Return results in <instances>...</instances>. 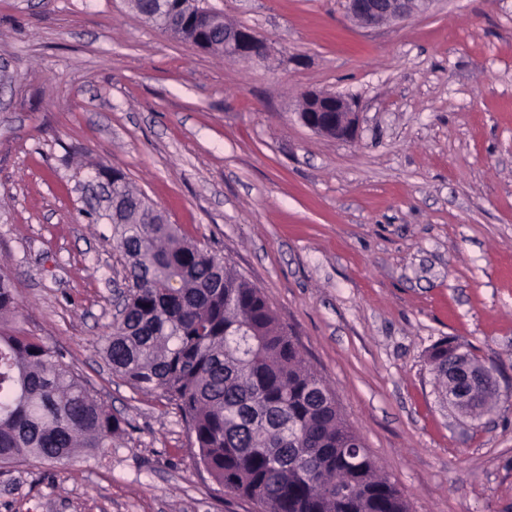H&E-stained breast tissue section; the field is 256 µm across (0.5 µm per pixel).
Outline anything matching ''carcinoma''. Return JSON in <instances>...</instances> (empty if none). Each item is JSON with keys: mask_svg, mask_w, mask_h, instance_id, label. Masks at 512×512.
<instances>
[{"mask_svg": "<svg viewBox=\"0 0 512 512\" xmlns=\"http://www.w3.org/2000/svg\"><path fill=\"white\" fill-rule=\"evenodd\" d=\"M154 25L193 36L162 11ZM101 175L118 199L112 241L128 267L125 315L102 345L112 372L173 402L206 471L264 512H409L261 290L160 222L123 173ZM14 291L1 272L0 463L65 465L105 447L121 421L53 348L10 327ZM430 358L442 395L448 349L435 346Z\"/></svg>", "mask_w": 512, "mask_h": 512, "instance_id": "cac0c4a2", "label": "carcinoma"}]
</instances>
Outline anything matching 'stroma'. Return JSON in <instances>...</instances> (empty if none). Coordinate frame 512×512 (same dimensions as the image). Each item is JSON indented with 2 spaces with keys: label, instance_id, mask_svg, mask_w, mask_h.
Segmentation results:
<instances>
[{
  "label": "stroma",
  "instance_id": "stroma-1",
  "mask_svg": "<svg viewBox=\"0 0 512 512\" xmlns=\"http://www.w3.org/2000/svg\"><path fill=\"white\" fill-rule=\"evenodd\" d=\"M268 45L230 61L128 0H0V269L15 326L123 432L67 468L0 464V512H261L200 464L174 405L100 349L124 257L93 188L116 168L261 289L409 512H512V0H435L375 29L341 0H208ZM358 102L355 141L298 118ZM448 340L494 367L477 419L441 407Z\"/></svg>",
  "mask_w": 512,
  "mask_h": 512
}]
</instances>
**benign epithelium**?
<instances>
[{
  "mask_svg": "<svg viewBox=\"0 0 512 512\" xmlns=\"http://www.w3.org/2000/svg\"><path fill=\"white\" fill-rule=\"evenodd\" d=\"M433 0H345L347 16L362 28H376L392 21L403 20L427 9ZM168 8L178 14L184 27L195 26L207 32L211 22L223 14L205 8L186 9L185 0H177ZM268 54L266 42L253 30L231 27L224 30V58L232 61L263 59ZM298 118L310 130L339 140L357 137L359 118L354 100L335 92L309 90L302 94ZM451 385L466 384L463 389L448 393V405L463 416L480 409L477 393L499 388L494 369L471 363L459 356L449 365Z\"/></svg>",
  "mask_w": 512,
  "mask_h": 512,
  "instance_id": "1",
  "label": "benign epithelium"
}]
</instances>
